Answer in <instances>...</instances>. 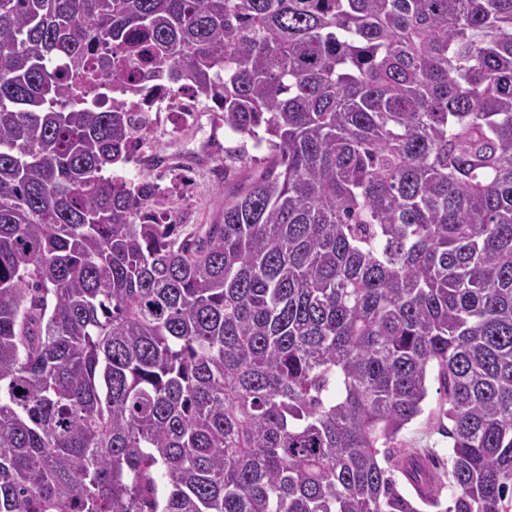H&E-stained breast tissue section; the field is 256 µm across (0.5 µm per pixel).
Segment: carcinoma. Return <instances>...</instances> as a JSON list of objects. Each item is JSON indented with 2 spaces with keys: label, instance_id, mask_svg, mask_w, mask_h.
<instances>
[{
  "label": "carcinoma",
  "instance_id": "cac0c4a2",
  "mask_svg": "<svg viewBox=\"0 0 512 512\" xmlns=\"http://www.w3.org/2000/svg\"><path fill=\"white\" fill-rule=\"evenodd\" d=\"M174 84L264 151L190 229ZM511 509L512 0H0V512ZM169 94H157L154 102L146 104L140 99H130L127 101V108L133 112H138L140 108L149 107L145 112L143 121L138 125L136 134L137 140L151 141L156 131L166 129L175 137L176 131L168 130V123L171 122V113H180L185 120V124L198 123L200 115L203 117V123L185 129L180 134L182 140H192L198 137L206 139V158L204 162H199L194 153L185 149H176L171 139L160 137L156 141L157 150L153 156H156L155 162L141 160L139 165H127L124 169L114 171V177L128 178L138 175L139 178L145 177L159 184L171 186L169 171L174 168H193L203 173L197 181V186L192 192L186 194L173 189L169 193V202L176 211L179 224H210L213 216L224 204V146L235 145L234 140H230L227 135L224 137V128L218 131L213 138L211 134V119L214 112H210L205 106L211 105L200 102L199 107L205 112H201L196 105V98L189 92ZM144 105V106H143ZM195 112H199L196 114ZM164 164L159 168L160 164ZM161 178L163 179L161 181ZM223 190V191H222ZM437 398L432 388L424 413L403 433L406 448H431L435 453L446 457L448 435L438 430L434 420ZM432 410V412H431Z\"/></svg>",
  "mask_w": 512,
  "mask_h": 512
}]
</instances>
